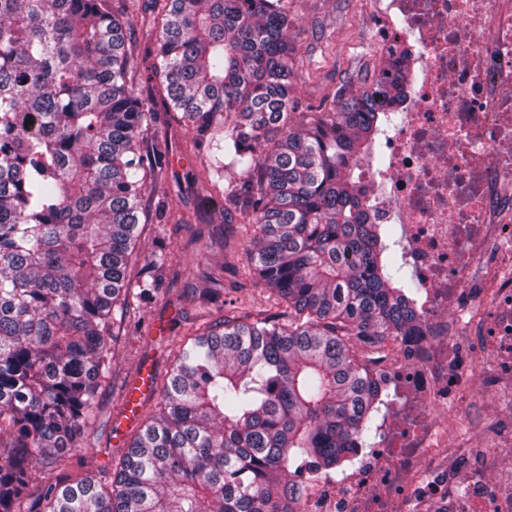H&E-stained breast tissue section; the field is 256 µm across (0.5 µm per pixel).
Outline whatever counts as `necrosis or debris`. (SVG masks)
I'll list each match as a JSON object with an SVG mask.
<instances>
[{"mask_svg":"<svg viewBox=\"0 0 512 512\" xmlns=\"http://www.w3.org/2000/svg\"><path fill=\"white\" fill-rule=\"evenodd\" d=\"M373 25L416 50L383 161L360 173L371 222L408 243L424 325L371 360L378 445L315 477L304 512H512V0H381ZM482 389L501 411L476 421Z\"/></svg>","mask_w":512,"mask_h":512,"instance_id":"4bbe7bcc","label":"necrosis or debris"}]
</instances>
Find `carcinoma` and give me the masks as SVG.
<instances>
[{"label": "carcinoma", "mask_w": 512, "mask_h": 512, "mask_svg": "<svg viewBox=\"0 0 512 512\" xmlns=\"http://www.w3.org/2000/svg\"><path fill=\"white\" fill-rule=\"evenodd\" d=\"M139 2L0 0V512H303L315 473L376 441L358 348L422 323L357 178L412 52L387 48L362 88L348 78L297 112L313 72L290 0ZM136 26L156 31L142 51ZM159 112L191 137L207 198L252 227L248 273L285 311L196 331L112 476L31 499L33 464L96 419L115 314L156 297L172 263L164 244L140 252L171 166Z\"/></svg>", "instance_id": "carcinoma-1"}]
</instances>
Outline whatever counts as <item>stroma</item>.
Returning <instances> with one entry per match:
<instances>
[{
  "instance_id": "obj_1",
  "label": "stroma",
  "mask_w": 512,
  "mask_h": 512,
  "mask_svg": "<svg viewBox=\"0 0 512 512\" xmlns=\"http://www.w3.org/2000/svg\"><path fill=\"white\" fill-rule=\"evenodd\" d=\"M378 0H292L299 26L298 55L314 68L315 75L296 88L299 110L320 100L351 72L365 77L379 51L375 45L370 14ZM334 33L335 62H323L319 30ZM178 219H162L148 225L142 239L144 251L163 242L173 252L179 275L165 280L159 296L124 321L112 357V372L99 395V421L87 428L69 462L60 468L38 467L34 482L70 479L99 471L117 461L129 441L157 410L162 393L158 386L173 363V344L188 338L199 325L225 313L264 309L276 312L272 298L245 272L251 237L249 226L228 224L221 211L202 213L195 196L180 205ZM220 279V298L204 304L201 294L210 287L211 276ZM140 389L142 411L127 412V395Z\"/></svg>"
}]
</instances>
